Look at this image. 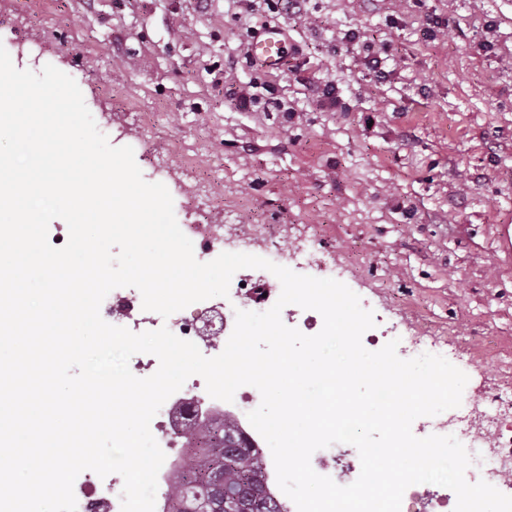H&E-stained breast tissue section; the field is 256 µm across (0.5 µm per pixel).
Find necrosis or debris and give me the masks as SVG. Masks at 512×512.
Returning <instances> with one entry per match:
<instances>
[{
	"mask_svg": "<svg viewBox=\"0 0 512 512\" xmlns=\"http://www.w3.org/2000/svg\"><path fill=\"white\" fill-rule=\"evenodd\" d=\"M100 313L105 317H121L128 320L132 331L141 328L156 327L165 324L163 317L153 311L142 308V296L134 288H117L103 300ZM211 309L204 308L196 317L185 318L168 325L176 336L200 344L204 356L219 355L223 344L206 341V327L213 321ZM255 403L253 386L240 387L233 401L225 402L209 396L206 383L201 378H188L180 396L164 402L150 422L158 434L157 442L166 459L157 476L156 506H163L171 479L173 460L185 449V425L190 419L199 423H208L209 419L223 415L231 416L243 430L252 446L264 445V438L253 428L248 414ZM511 408L512 396L495 395L487 404L486 411L467 409L464 413L452 417L436 415L431 424L433 428L445 431L453 429L486 449L491 462L486 472L488 479L494 480L503 492L512 491V425L497 416L499 408ZM82 481L75 493L77 512H121V494L124 480L119 476L99 477L90 470L83 471Z\"/></svg>",
	"mask_w": 512,
	"mask_h": 512,
	"instance_id": "4bbe7bcc",
	"label": "necrosis or debris"
}]
</instances>
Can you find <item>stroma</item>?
Masks as SVG:
<instances>
[{
  "label": "stroma",
  "mask_w": 512,
  "mask_h": 512,
  "mask_svg": "<svg viewBox=\"0 0 512 512\" xmlns=\"http://www.w3.org/2000/svg\"><path fill=\"white\" fill-rule=\"evenodd\" d=\"M0 0L19 69L71 76L111 145L163 183L181 224L264 226L256 256L315 235L310 276L356 293L366 339L426 336L459 351L462 400L512 387V0H308L276 13L331 111L285 67L242 63L233 0ZM371 38L385 75L348 31ZM236 69H229L230 60ZM260 79L285 111L237 108Z\"/></svg>",
  "instance_id": "1"
}]
</instances>
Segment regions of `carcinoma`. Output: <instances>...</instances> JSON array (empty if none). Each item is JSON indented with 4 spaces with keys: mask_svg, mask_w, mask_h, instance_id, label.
<instances>
[{
    "mask_svg": "<svg viewBox=\"0 0 512 512\" xmlns=\"http://www.w3.org/2000/svg\"><path fill=\"white\" fill-rule=\"evenodd\" d=\"M222 477L228 495L217 489L213 475ZM167 512H281L267 491L264 456L247 446L233 421L226 419L209 431L198 463L182 472Z\"/></svg>",
    "mask_w": 512,
    "mask_h": 512,
    "instance_id": "carcinoma-1",
    "label": "carcinoma"
}]
</instances>
